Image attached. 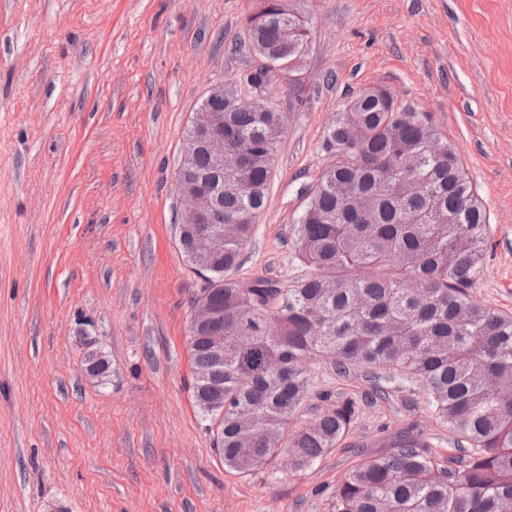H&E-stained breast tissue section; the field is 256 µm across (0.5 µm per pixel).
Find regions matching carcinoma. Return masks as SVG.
Masks as SVG:
<instances>
[{"instance_id": "cac0c4a2", "label": "carcinoma", "mask_w": 512, "mask_h": 512, "mask_svg": "<svg viewBox=\"0 0 512 512\" xmlns=\"http://www.w3.org/2000/svg\"><path fill=\"white\" fill-rule=\"evenodd\" d=\"M243 46L270 66L203 100L224 111V148L245 164L213 172L203 148L184 154L180 177H206L222 188L215 224L179 225L190 268L205 282L200 301L224 312V359L212 350L209 324L191 323L193 396L224 465L244 474L282 454L302 472L336 447L362 406L384 394L379 369L424 388L439 424L455 436L456 465L410 432L390 451L364 458L336 486L334 512H512V316L467 292L487 246L486 213L456 147L429 115L395 104L372 87L350 100L330 124L323 150L332 164L310 190L297 218V257L312 273L284 287L257 277L238 280L256 217L264 210L284 113L260 112L270 72L290 70L307 45L291 12L268 10L246 27ZM224 239V252L203 263L195 236ZM246 329L252 339L237 344ZM332 360L339 374L367 369L366 397H339L309 425L288 423L310 394L309 363ZM84 365L107 377L95 349Z\"/></svg>"}]
</instances>
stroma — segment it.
I'll use <instances>...</instances> for the list:
<instances>
[{"mask_svg":"<svg viewBox=\"0 0 512 512\" xmlns=\"http://www.w3.org/2000/svg\"><path fill=\"white\" fill-rule=\"evenodd\" d=\"M257 0H0V512H332L338 483L401 430L459 451L424 390L389 382L303 472L225 467L193 404L177 243L185 132L209 89L258 63ZM308 48L271 92L285 116L267 205L236 278L308 275L293 225L332 159L329 122L384 86L457 147L488 218L469 290L512 315V0H288ZM109 362L84 372L85 339ZM320 394H362L361 368L309 364Z\"/></svg>","mask_w":512,"mask_h":512,"instance_id":"1","label":"stroma"}]
</instances>
